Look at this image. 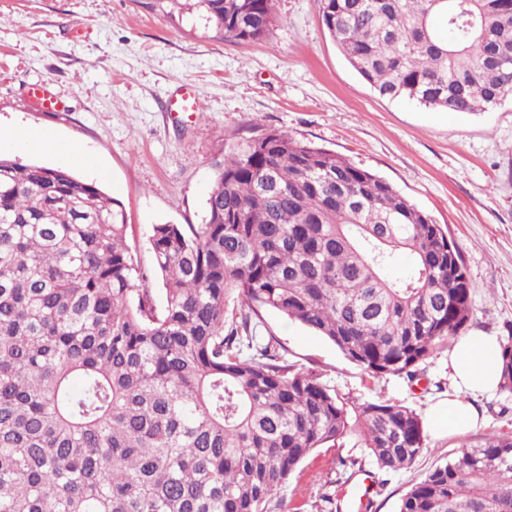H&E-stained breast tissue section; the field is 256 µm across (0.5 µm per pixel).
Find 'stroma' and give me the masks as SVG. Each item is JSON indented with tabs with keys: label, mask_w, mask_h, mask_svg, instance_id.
<instances>
[{
	"label": "stroma",
	"mask_w": 512,
	"mask_h": 512,
	"mask_svg": "<svg viewBox=\"0 0 512 512\" xmlns=\"http://www.w3.org/2000/svg\"><path fill=\"white\" fill-rule=\"evenodd\" d=\"M275 16L268 39L234 42L204 12L175 0H0V130L75 143L95 160L92 168L71 167L59 154H18L71 168L117 200L156 289L153 225L202 223L225 142L255 125L288 131L377 173L447 226L472 288L465 335L505 341L512 333V100L467 114L383 99L336 47L317 0H275ZM33 84L49 87L65 111L32 105ZM184 84L197 88L202 104L187 123L167 110ZM262 318L291 362L319 371L346 396L400 401L424 416L457 394L448 368L456 338L427 360L426 382L417 385L370 379L310 329L270 309ZM475 404L474 429L428 435L412 467L375 472L372 512H396L410 485L454 449L512 435V393L498 390ZM339 456L375 471L354 442L315 449L269 512H321L320 496L340 486L332 464Z\"/></svg>",
	"instance_id": "obj_1"
}]
</instances>
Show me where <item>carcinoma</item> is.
<instances>
[{
    "mask_svg": "<svg viewBox=\"0 0 512 512\" xmlns=\"http://www.w3.org/2000/svg\"><path fill=\"white\" fill-rule=\"evenodd\" d=\"M318 2L381 97L512 99V0ZM197 5L230 40L273 29L274 0ZM127 229L96 184L0 156V512H268L313 450L353 436L380 471L415 463V409L342 396L260 330L273 309L369 378L410 382L460 335L459 246L388 181L286 130L226 145L204 222L152 227L161 299ZM398 254L410 268L390 278ZM500 359L512 392V328ZM397 512H512V437L458 449Z\"/></svg>",
    "mask_w": 512,
    "mask_h": 512,
    "instance_id": "obj_1",
    "label": "carcinoma"
}]
</instances>
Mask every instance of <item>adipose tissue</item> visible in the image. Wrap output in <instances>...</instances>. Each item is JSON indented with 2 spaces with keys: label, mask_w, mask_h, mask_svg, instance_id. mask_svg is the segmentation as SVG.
Masks as SVG:
<instances>
[{
  "label": "adipose tissue",
  "mask_w": 512,
  "mask_h": 512,
  "mask_svg": "<svg viewBox=\"0 0 512 512\" xmlns=\"http://www.w3.org/2000/svg\"><path fill=\"white\" fill-rule=\"evenodd\" d=\"M450 365L458 385L470 393H488L499 384L501 367L494 337H463L453 349ZM477 417L471 402L456 397L432 406L428 425L436 435L444 436L472 428Z\"/></svg>",
  "instance_id": "1"
}]
</instances>
